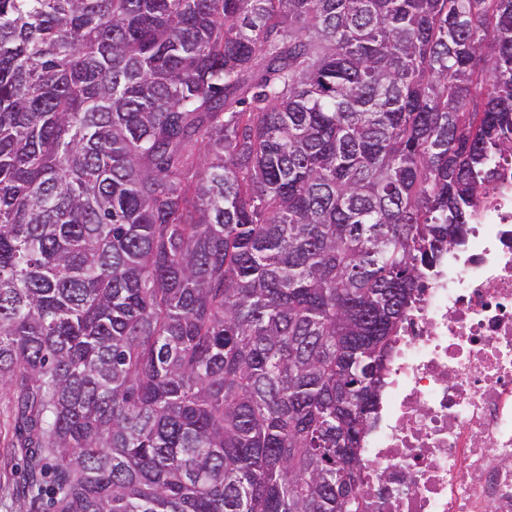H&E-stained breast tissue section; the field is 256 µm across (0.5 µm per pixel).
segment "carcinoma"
<instances>
[{
	"mask_svg": "<svg viewBox=\"0 0 512 512\" xmlns=\"http://www.w3.org/2000/svg\"><path fill=\"white\" fill-rule=\"evenodd\" d=\"M505 152L512 0H0L31 483L57 512H363L406 309Z\"/></svg>",
	"mask_w": 512,
	"mask_h": 512,
	"instance_id": "obj_1",
	"label": "carcinoma"
}]
</instances>
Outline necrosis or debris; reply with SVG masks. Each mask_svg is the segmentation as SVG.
I'll list each match as a JSON object with an SVG mask.
<instances>
[{
	"label": "necrosis or debris",
	"mask_w": 512,
	"mask_h": 512,
	"mask_svg": "<svg viewBox=\"0 0 512 512\" xmlns=\"http://www.w3.org/2000/svg\"><path fill=\"white\" fill-rule=\"evenodd\" d=\"M426 273L363 443L367 512H512V154Z\"/></svg>",
	"instance_id": "necrosis-or-debris-1"
}]
</instances>
